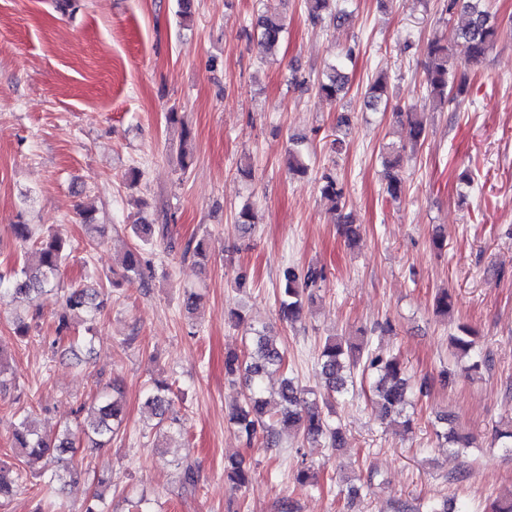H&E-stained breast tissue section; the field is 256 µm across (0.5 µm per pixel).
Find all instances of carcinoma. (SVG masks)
<instances>
[{
    "mask_svg": "<svg viewBox=\"0 0 512 512\" xmlns=\"http://www.w3.org/2000/svg\"><path fill=\"white\" fill-rule=\"evenodd\" d=\"M309 20L314 23L327 22L334 27L344 26L351 12L341 7L336 0H304ZM445 10L450 14L458 13L461 24L449 38H435L428 42L424 65V85L428 97L437 108L458 102L468 90L467 76L459 71L456 54L463 56L469 66L480 64L487 51L498 40L501 30L494 17L485 7V0H446ZM260 45L273 52L283 39V19L276 13L260 15L255 23ZM348 85V76L344 66L334 65L325 78L318 81V95L331 103L343 98ZM365 105L377 111L387 106L385 82L376 80L367 90ZM395 115L399 122L409 129L408 145L401 151H416L426 139V127L416 112H405L398 108ZM400 155L396 154L386 162L388 168L387 194L396 199L404 188L403 179L395 172L399 167ZM308 164L298 147L288 151V170L292 173H305ZM320 190L330 200L333 208L345 206V192L336 175L327 171L321 176ZM242 235H249L255 224V215L249 205L243 206L235 218ZM15 239L22 245L33 242L36 266L27 261L19 268L3 276L0 274V300L8 298L20 305L34 307L29 317L17 315L14 334L20 338L29 335L31 321L40 314L42 297L54 291L53 279L70 254L69 245L60 237L44 232L36 233L35 228L24 222L12 225ZM147 260L141 249L128 250L122 260L123 279L132 282L142 277ZM323 278V270L314 267L304 272L288 268L283 272L280 282L279 312L283 320L293 322L300 318L305 302L313 299L318 282ZM57 333L64 338L71 329V321L82 318L89 323L86 335L75 337L86 346H91V335L96 313L102 310L107 300L89 288L77 286L60 291L57 297ZM252 336L247 352L238 354L229 352L224 358V370L227 376L242 382L245 392L241 404L234 408L229 421L246 443L250 444L262 436L268 448L279 445L278 432L274 423H279L290 431H300L311 442H324L329 448L342 447L343 431L332 425L322 413L318 401L328 402L336 394H345L354 386V372L363 367V372L373 377L372 391L375 397L377 415L382 420L402 419L405 430L412 429V419L408 409L413 407L412 386L400 359L368 349V341H353L348 336L326 338L318 354L320 369L326 396L318 399L303 389L292 377L282 379L275 398L266 395L264 381L272 372L281 369L285 355L283 349L264 333V330L251 328ZM449 351L456 360L467 358L471 364L467 370L477 372L486 366V360L479 356L476 341L471 332L460 328V333L449 337ZM171 387L163 379L149 381L148 395L145 400L151 415L155 419L151 430L154 435L172 439L182 434L180 419L173 411L170 397ZM122 387L113 380L103 390L99 403L90 413L76 422V426L66 423L58 433L50 435L40 432L34 425L31 414L24 413L12 423L13 448L23 457V467L13 469L0 465V499L12 495L22 484L24 474L31 469L43 470L48 465L56 467L58 480L76 481L86 474L84 462L75 459L77 444L84 438L94 443V447L103 448L112 441L123 423L121 403ZM275 406L277 419L267 420L269 407ZM441 422L447 425L437 436L444 440L448 450L466 448L469 437L452 428L451 416L446 414ZM493 441L501 448L512 450V423L498 425L494 429ZM224 473L237 486L245 488L252 482V474L243 467V461L231 458L224 465Z\"/></svg>",
    "mask_w": 512,
    "mask_h": 512,
    "instance_id": "1",
    "label": "carcinoma"
}]
</instances>
